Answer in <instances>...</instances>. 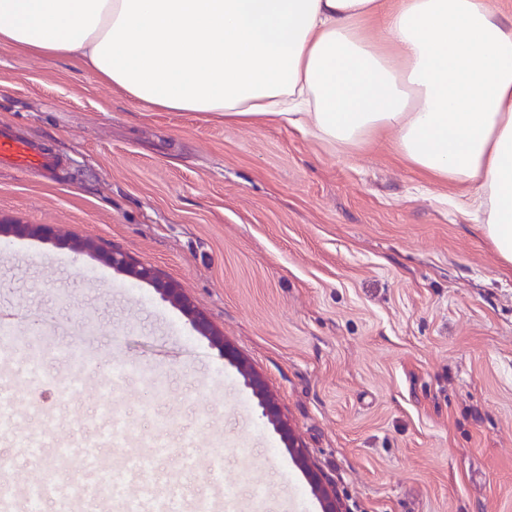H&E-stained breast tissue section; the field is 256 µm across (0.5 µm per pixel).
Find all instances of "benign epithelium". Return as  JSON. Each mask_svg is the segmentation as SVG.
Wrapping results in <instances>:
<instances>
[{"label":"benign epithelium","instance_id":"obj_1","mask_svg":"<svg viewBox=\"0 0 512 512\" xmlns=\"http://www.w3.org/2000/svg\"><path fill=\"white\" fill-rule=\"evenodd\" d=\"M9 237L48 240L59 237V230L51 224H15L0 217V241L2 242ZM66 243L68 248L78 255L97 258L134 281H145L153 284L155 292L163 300L178 308L189 319L194 330L218 348L225 361L236 367L244 383L257 398L262 418L279 434L288 451L306 472L311 491L318 498L322 512H342V504L336 495V490L324 483L321 477L312 470L303 449V444L296 436L290 421L281 412L276 395L269 389L265 380L252 367L250 362L224 339V336L196 308L182 289L162 277L156 269L135 263L122 252L102 249L92 238H69Z\"/></svg>","mask_w":512,"mask_h":512}]
</instances>
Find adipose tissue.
I'll return each mask as SVG.
<instances>
[{
	"label": "adipose tissue",
	"mask_w": 512,
	"mask_h": 512,
	"mask_svg": "<svg viewBox=\"0 0 512 512\" xmlns=\"http://www.w3.org/2000/svg\"><path fill=\"white\" fill-rule=\"evenodd\" d=\"M382 17L384 43L360 23ZM0 46L81 59L133 101L374 132L469 204L512 267V19L491 0H0Z\"/></svg>",
	"instance_id": "obj_1"
}]
</instances>
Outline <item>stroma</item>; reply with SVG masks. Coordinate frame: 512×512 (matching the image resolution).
<instances>
[{
  "mask_svg": "<svg viewBox=\"0 0 512 512\" xmlns=\"http://www.w3.org/2000/svg\"><path fill=\"white\" fill-rule=\"evenodd\" d=\"M0 127L70 161L56 181L0 169V217L94 237L175 281L277 394L346 512H512V270L462 207L467 187L434 182L388 131L342 148L155 110L20 48L0 47ZM0 311L42 329L38 372L16 353L0 378L28 427L44 426L46 381L76 379L51 424L62 440L110 410L129 442L102 447L116 462L166 442L152 483L231 481L247 512L315 503L235 369L151 286L15 238ZM98 326L101 358L135 367L121 380L65 358Z\"/></svg>",
  "mask_w": 512,
  "mask_h": 512,
  "instance_id": "1",
  "label": "stroma"
}]
</instances>
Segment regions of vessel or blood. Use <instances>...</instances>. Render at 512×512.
Returning <instances> with one entry per match:
<instances>
[{
    "label": "vessel or blood",
    "mask_w": 512,
    "mask_h": 512,
    "mask_svg": "<svg viewBox=\"0 0 512 512\" xmlns=\"http://www.w3.org/2000/svg\"><path fill=\"white\" fill-rule=\"evenodd\" d=\"M0 166L26 168L58 177L65 174L70 162L15 129L0 128ZM78 346V354L67 357L71 365L100 367L93 336L82 337ZM0 432L13 435L21 448H44L51 443L50 432L24 431L18 417L5 403H0ZM96 448V443H87L82 458L85 469L94 472L93 480L62 484L44 479L22 491L1 484L0 512H17L22 497L38 508L51 504L53 512H85L91 503L112 508L113 512H208L209 497L189 496L179 484L159 487L144 482L142 472L149 465L148 458L128 459L121 471L112 474L101 471Z\"/></svg>",
    "instance_id": "1"
}]
</instances>
